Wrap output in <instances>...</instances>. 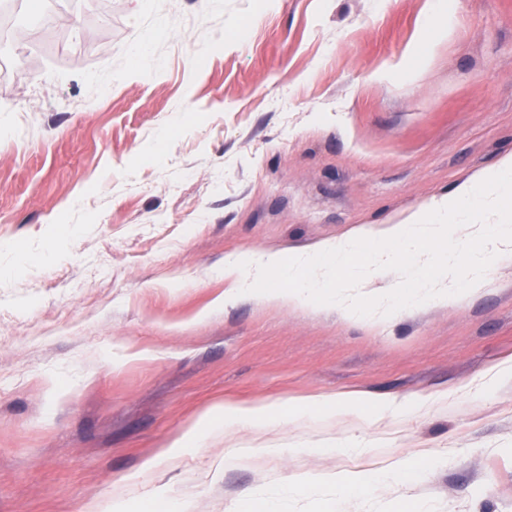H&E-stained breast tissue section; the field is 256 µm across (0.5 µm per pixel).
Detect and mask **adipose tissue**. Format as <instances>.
<instances>
[{
    "label": "adipose tissue",
    "instance_id": "1",
    "mask_svg": "<svg viewBox=\"0 0 512 512\" xmlns=\"http://www.w3.org/2000/svg\"><path fill=\"white\" fill-rule=\"evenodd\" d=\"M281 259L278 254H236L224 261V274L234 278L230 290L231 296L253 295L262 302L278 305H307L308 299L303 289L285 290L282 288H252L251 285L236 281V274L245 268H257L272 271L279 268ZM295 419L294 414L284 412L279 405L216 404L208 408L199 420L188 428L170 448L165 449L161 458L170 461L178 458L186 449L197 447L209 434L241 426H263L267 424L287 425Z\"/></svg>",
    "mask_w": 512,
    "mask_h": 512
}]
</instances>
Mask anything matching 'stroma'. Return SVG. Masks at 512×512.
<instances>
[{"instance_id":"obj_1","label":"stroma","mask_w":512,"mask_h":512,"mask_svg":"<svg viewBox=\"0 0 512 512\" xmlns=\"http://www.w3.org/2000/svg\"><path fill=\"white\" fill-rule=\"evenodd\" d=\"M13 19L0 512H512V260L376 328L221 301L228 255L378 237L512 153V0H19ZM219 401L304 415L146 468Z\"/></svg>"}]
</instances>
